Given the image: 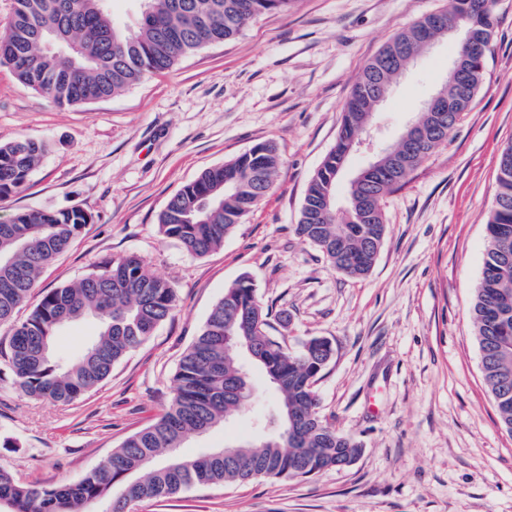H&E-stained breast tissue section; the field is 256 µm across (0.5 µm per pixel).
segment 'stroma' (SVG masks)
I'll list each match as a JSON object with an SVG mask.
<instances>
[{
  "label": "stroma",
  "mask_w": 512,
  "mask_h": 512,
  "mask_svg": "<svg viewBox=\"0 0 512 512\" xmlns=\"http://www.w3.org/2000/svg\"><path fill=\"white\" fill-rule=\"evenodd\" d=\"M448 0H296L233 40L85 107H59L0 65V143L47 150L0 221L25 210L80 208L92 217L41 273L38 289L142 258L173 285L174 316L129 352L96 391L68 406L21 394L0 365V469L22 484L73 483L159 417L178 362L224 290L249 276L271 336L298 348L327 337L334 355L316 384L320 413L362 452L306 479L195 486L134 512H512V434L483 380L471 318L497 192L512 141V0L499 18L482 89L448 141L383 201L386 234L370 274L337 272L295 234L310 177L335 146L356 76L394 35ZM458 35L435 42L391 86L337 182L396 142L434 94ZM261 142L282 165L272 193L220 248L190 256L159 230L167 201L205 169ZM260 403L186 442L199 456L255 437L274 401L258 366Z\"/></svg>",
  "instance_id": "obj_1"
}]
</instances>
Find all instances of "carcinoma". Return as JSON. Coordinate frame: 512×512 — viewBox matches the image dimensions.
Masks as SVG:
<instances>
[{"label":"carcinoma","instance_id":"1","mask_svg":"<svg viewBox=\"0 0 512 512\" xmlns=\"http://www.w3.org/2000/svg\"><path fill=\"white\" fill-rule=\"evenodd\" d=\"M109 0H15L0 32V65L23 85L59 106H80L110 98L149 75L166 72L182 57L211 43L236 38L254 20L286 12L294 0H146L134 26L119 23ZM496 0H451L446 11L428 14L392 37L359 72L342 116L336 145L312 176L295 234L314 246L337 271L367 276L385 238L384 198L402 188L408 175L381 166L365 179H351L345 204L375 198V216L353 224L336 212L320 214L325 196L336 197L338 167L352 143L373 120L374 101L396 78L393 55H418L452 30L458 18L478 34L495 31ZM51 40L63 35V53L34 41L36 31ZM485 59L475 60L459 82L447 74L442 87L458 102L443 132L430 139L414 164L422 162L468 111L483 84ZM261 154L245 152L203 171L172 196L159 215V228L193 257L224 244L241 219L273 190L281 166L275 147L259 143ZM46 152L40 141L21 138L0 145V201L23 189ZM495 205L486 222L487 249L475 289L472 319L481 351L485 384L502 427L512 434V142L501 150ZM92 221L87 212L21 211L0 223V324L12 326L4 363L12 384L28 396L68 405L97 389L112 368L144 342L177 308L175 289L140 258L105 264L84 278L48 289L25 320H14L43 269L66 251ZM97 321L95 338L74 359H57L53 339L67 324ZM269 312L250 278L225 288L201 332L183 355L166 410L128 437L96 469L69 484L28 486L0 470V503L11 512H89L108 501V512H129L135 503L170 498L205 484L258 479H302L351 463L357 443L321 416L315 383L333 351L328 338L314 336L292 350L268 334ZM251 351L279 399L271 428L242 448L216 449L197 457L156 459L201 435L257 397L250 379L239 399L224 388L240 380L239 354Z\"/></svg>","mask_w":512,"mask_h":512}]
</instances>
